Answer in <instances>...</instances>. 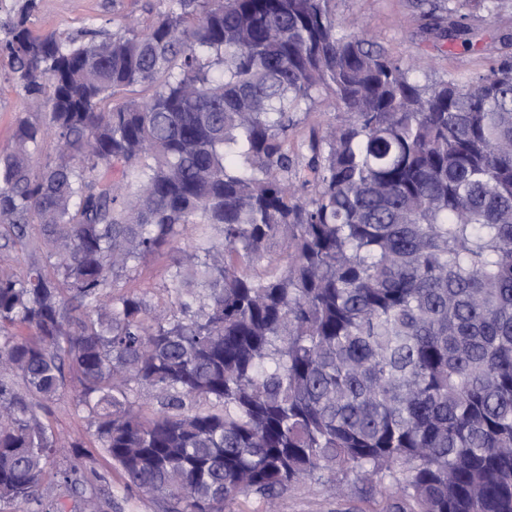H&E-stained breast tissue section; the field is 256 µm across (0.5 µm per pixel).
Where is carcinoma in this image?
Returning <instances> with one entry per match:
<instances>
[{"label": "carcinoma", "instance_id": "carcinoma-1", "mask_svg": "<svg viewBox=\"0 0 512 512\" xmlns=\"http://www.w3.org/2000/svg\"><path fill=\"white\" fill-rule=\"evenodd\" d=\"M163 2L71 36L19 0L0 38V246L28 257L0 268V505L37 512L69 448L81 512L97 455L165 512L348 472L395 512H512V61L423 84L335 0ZM412 8L453 42L512 0ZM189 224L164 311L120 289ZM67 368L91 447L15 389ZM23 108L22 92L8 78L5 62H0V151L6 149L19 112Z\"/></svg>", "mask_w": 512, "mask_h": 512}]
</instances>
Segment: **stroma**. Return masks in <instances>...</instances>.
<instances>
[{
    "label": "stroma",
    "instance_id": "35a3bbf8",
    "mask_svg": "<svg viewBox=\"0 0 512 512\" xmlns=\"http://www.w3.org/2000/svg\"><path fill=\"white\" fill-rule=\"evenodd\" d=\"M146 0H37L30 18L35 33H80L88 20H111L112 17L140 13ZM336 21L341 30L364 29L377 38L388 52L411 60L427 58L433 67L430 78L473 76L489 65L512 59V18L486 19L475 36L474 50L449 45L422 33L412 15L411 0H336ZM23 108L22 92L8 78L0 62V151L6 149L19 112ZM173 256L166 250L147 258L129 278L124 290L149 291L154 302H163L167 268ZM78 387L74 373H67L61 396L38 414L42 421L57 431L85 434L86 423L73 406ZM110 473V482L99 495L102 512H163L161 502L128 494L118 472ZM351 491L347 497L331 498L320 482L308 481L291 486L280 498L281 512H390L388 500L373 493L356 475H348Z\"/></svg>",
    "mask_w": 512,
    "mask_h": 512
}]
</instances>
